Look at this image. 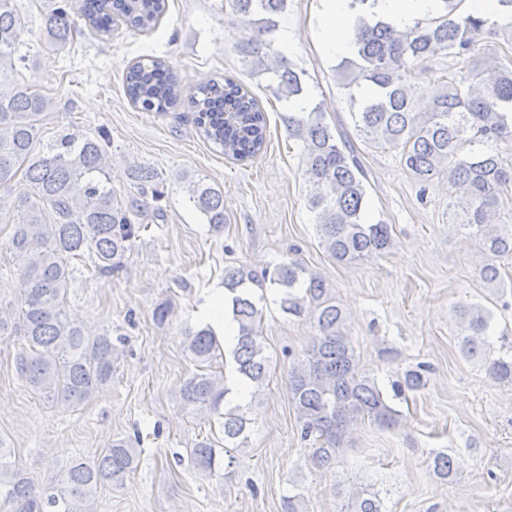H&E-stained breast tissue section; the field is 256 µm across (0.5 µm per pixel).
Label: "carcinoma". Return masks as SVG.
<instances>
[{
  "label": "carcinoma",
  "instance_id": "cac0c4a2",
  "mask_svg": "<svg viewBox=\"0 0 512 512\" xmlns=\"http://www.w3.org/2000/svg\"><path fill=\"white\" fill-rule=\"evenodd\" d=\"M464 0H439L436 14L397 29L381 18L368 19L377 0H352L357 23L352 30V57L335 68L336 81L350 104L356 135L372 149L394 151L421 191L446 177L458 192L448 204L454 223L478 238L490 261L478 274L485 284H503L495 261L512 259V230L499 224L501 194L512 185V59L480 56L483 35L512 49V0H496V17L461 9ZM287 0H224V17L243 23L247 35L233 52L255 75H269L272 93L290 100L303 95L301 74L272 49L275 16ZM69 0H52L45 16L46 43L57 50L73 41L77 27L70 21ZM167 10V0H83L82 16L99 33H112L113 15L141 32L154 29ZM28 31L15 0H0V191L24 172L32 192L16 205L0 194V219L13 225L9 241L12 262L21 283L17 321L13 309L0 304V335L8 328L23 336L16 356L18 376L43 399L62 408L89 400L112 379V368L123 353L105 332L90 339L67 314L66 303L79 267L93 276L124 271L136 238L147 228L136 223L137 209L112 193V163L107 135L88 136L79 130L42 142L43 127L56 109L53 97L15 78L16 65L26 64ZM451 59L440 77L442 90L433 103L420 105L414 83L419 67L441 57ZM126 92L144 112L162 114L176 106L182 86L173 68L155 58L131 65ZM192 99L200 135L221 149L224 157L245 162L267 143V117L253 92L231 77L212 81ZM288 139L299 143L305 174L313 187L308 207L316 233L328 256L353 263L386 254L394 245L392 227L364 220L368 172L362 155L342 124L327 122L326 113L309 111L282 115ZM495 150L462 151L488 142ZM128 177L151 188L159 199L158 174L131 165ZM188 200L206 219L212 233L224 230V194L201 180H188ZM270 283L280 290V309L313 320L318 328L312 344L294 358L288 371L291 402L305 439H313L311 461L321 468L336 466L358 420L368 418L382 429L395 428L400 411L393 401L425 388L424 368L409 370L391 383L388 395L360 365L359 355L344 333V311L332 289L296 260L282 261L261 273L236 267L224 274L238 341L229 352L237 381L250 396L266 386L270 357L265 354L260 324L263 308L253 288ZM464 350L481 355L489 376L512 384V346L492 358L487 353L491 311L480 305L459 310ZM185 347L199 371L180 388L184 406L206 411L224 431L229 456L248 443L246 406L226 401L231 393L217 368L222 350L214 332L202 327L185 336ZM137 449L124 438L112 441L93 460L76 459L59 470L40 491L14 469L10 452L0 448V512H98L100 488L123 481L135 471ZM194 469L212 474L219 465L209 438L190 449ZM346 512H382L379 494L362 485L347 493Z\"/></svg>",
  "mask_w": 512,
  "mask_h": 512
}]
</instances>
